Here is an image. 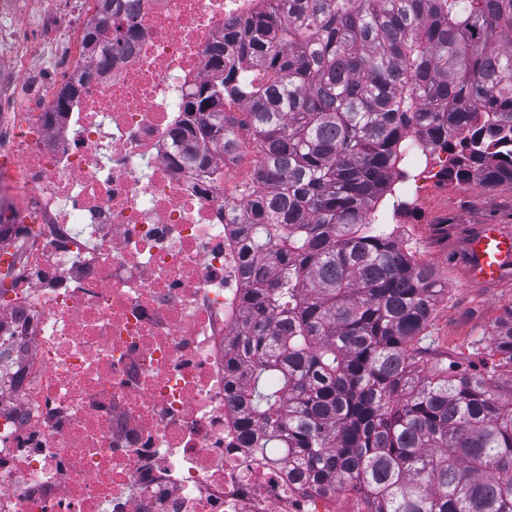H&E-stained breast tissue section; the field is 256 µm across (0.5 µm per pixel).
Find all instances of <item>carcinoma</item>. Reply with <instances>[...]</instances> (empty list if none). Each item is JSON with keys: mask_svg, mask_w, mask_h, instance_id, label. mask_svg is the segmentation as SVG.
<instances>
[{"mask_svg": "<svg viewBox=\"0 0 512 512\" xmlns=\"http://www.w3.org/2000/svg\"><path fill=\"white\" fill-rule=\"evenodd\" d=\"M114 2L90 54L125 43ZM209 56L173 140L192 169L239 149L238 100L260 148L224 360L242 438L368 512H512V308L481 368L430 354L440 289L378 210L419 144L457 152L450 182L512 183V0H270Z\"/></svg>", "mask_w": 512, "mask_h": 512, "instance_id": "carcinoma-1", "label": "carcinoma"}]
</instances>
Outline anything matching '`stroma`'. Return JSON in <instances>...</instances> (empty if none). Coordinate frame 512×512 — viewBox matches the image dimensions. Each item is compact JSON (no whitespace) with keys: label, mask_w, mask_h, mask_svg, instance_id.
<instances>
[{"label":"stroma","mask_w":512,"mask_h":512,"mask_svg":"<svg viewBox=\"0 0 512 512\" xmlns=\"http://www.w3.org/2000/svg\"><path fill=\"white\" fill-rule=\"evenodd\" d=\"M451 151L429 155L398 187L405 212L395 214L410 251L433 273L441 289L425 331L433 352L460 368L477 363L478 349L512 306V269L503 281L485 285L469 279L463 252L481 225L497 224L512 235V183L494 185L448 182L455 165Z\"/></svg>","instance_id":"stroma-1"}]
</instances>
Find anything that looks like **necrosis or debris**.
Here are the masks:
<instances>
[{"instance_id": "obj_1", "label": "necrosis or debris", "mask_w": 512, "mask_h": 512, "mask_svg": "<svg viewBox=\"0 0 512 512\" xmlns=\"http://www.w3.org/2000/svg\"><path fill=\"white\" fill-rule=\"evenodd\" d=\"M28 6L0 0V88L49 69L26 127L0 98V204L38 230L23 257L0 248V268L27 276L8 285L16 313L0 335L34 337L22 415L0 416V442L25 451L0 468V512H336L245 446L224 398L246 288L224 217L254 170L232 154L201 175L170 149L210 48L267 0H121L112 23L135 34L93 59L81 41L99 0L37 17L67 32L43 59Z\"/></svg>"}]
</instances>
